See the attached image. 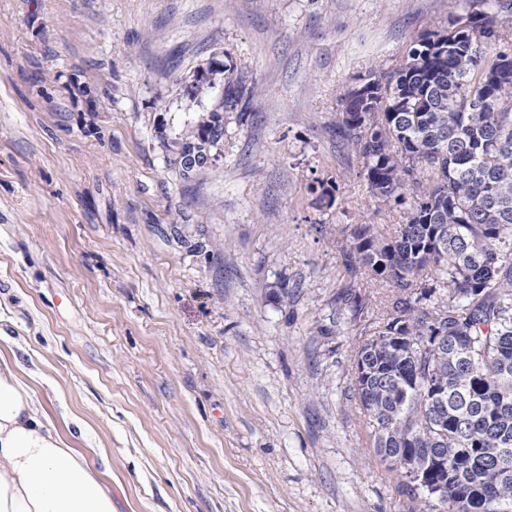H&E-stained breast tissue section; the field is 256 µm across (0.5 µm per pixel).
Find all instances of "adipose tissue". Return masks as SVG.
<instances>
[{
    "label": "adipose tissue",
    "instance_id": "1",
    "mask_svg": "<svg viewBox=\"0 0 512 512\" xmlns=\"http://www.w3.org/2000/svg\"><path fill=\"white\" fill-rule=\"evenodd\" d=\"M0 512H115L105 474L0 363Z\"/></svg>",
    "mask_w": 512,
    "mask_h": 512
}]
</instances>
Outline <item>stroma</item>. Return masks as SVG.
I'll return each instance as SVG.
<instances>
[{
  "mask_svg": "<svg viewBox=\"0 0 512 512\" xmlns=\"http://www.w3.org/2000/svg\"><path fill=\"white\" fill-rule=\"evenodd\" d=\"M459 0H0V361L116 512H424L375 452L355 347L393 294L344 265L342 227L391 235L335 123ZM255 83L187 183L164 143ZM338 185L312 204L314 179ZM369 301L354 315L347 294ZM224 64L214 54L206 63L198 65L196 71L191 73V83L207 82L211 86V88L206 84L196 86L191 97L194 100H201L210 94V89L216 88V76L224 69V87H222V96L223 94L224 96L217 108L209 113L206 121L186 124L171 141V144H168L167 148L170 150L191 144H204L205 141H201V137L206 129H215L222 141L224 138V112H241L243 115L250 108L256 94L255 86L248 83L247 77L238 72L237 67L232 64Z\"/></svg>",
  "mask_w": 512,
  "mask_h": 512,
  "instance_id": "obj_1",
  "label": "stroma"
}]
</instances>
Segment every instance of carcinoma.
I'll return each instance as SVG.
<instances>
[{
  "instance_id": "carcinoma-1",
  "label": "carcinoma",
  "mask_w": 512,
  "mask_h": 512,
  "mask_svg": "<svg viewBox=\"0 0 512 512\" xmlns=\"http://www.w3.org/2000/svg\"><path fill=\"white\" fill-rule=\"evenodd\" d=\"M443 51L428 32L390 70L391 95L338 120L370 197L401 212L386 237L352 224L348 268L399 289L356 351L354 391L410 489L409 467L448 488L440 512H512V0H484ZM256 89L224 65V96L208 119L188 123L170 149L224 135V113L250 108ZM318 210L337 185L311 186ZM432 275V286L417 277Z\"/></svg>"
}]
</instances>
